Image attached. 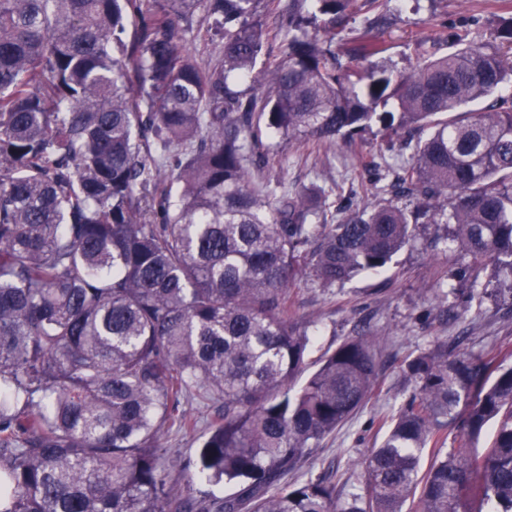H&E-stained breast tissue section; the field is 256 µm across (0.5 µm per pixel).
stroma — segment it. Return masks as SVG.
Listing matches in <instances>:
<instances>
[{
  "label": "stroma",
  "mask_w": 512,
  "mask_h": 512,
  "mask_svg": "<svg viewBox=\"0 0 512 512\" xmlns=\"http://www.w3.org/2000/svg\"><path fill=\"white\" fill-rule=\"evenodd\" d=\"M384 14L380 20L375 12L360 11L353 25L360 29L378 21L380 63L407 72L432 47L448 52L459 35L497 45L498 25L501 18L512 16V5L505 0H387ZM409 156L400 140L385 135L376 122L352 139L317 152L273 140L269 172L291 189L323 187L339 221L344 217L340 205L360 208L387 198L394 170ZM430 233L427 226L417 225L410 243L381 273H361L331 288L304 280L295 286L296 317L314 338L309 361L345 338L376 335L382 340V372L369 405L314 447L294 479H328L343 499L358 491L363 464L383 436L381 417L396 412L407 397L400 368L405 357L443 339L486 359L512 354V309L489 294L503 282L496 266L472 264L453 242L430 246ZM189 406L198 419L196 431L170 429L162 443L181 462L192 464L222 407L199 398Z\"/></svg>",
  "instance_id": "obj_1"
}]
</instances>
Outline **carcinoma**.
<instances>
[{
    "instance_id": "1",
    "label": "carcinoma",
    "mask_w": 512,
    "mask_h": 512,
    "mask_svg": "<svg viewBox=\"0 0 512 512\" xmlns=\"http://www.w3.org/2000/svg\"><path fill=\"white\" fill-rule=\"evenodd\" d=\"M354 3L0 0V512H512V365L446 340L404 361L362 492L287 480L380 372L351 337L297 384L300 277L377 272L415 224L512 272V57L460 38L395 71L369 27L336 44ZM375 120L432 129L382 203L330 224L323 190L254 179L265 130ZM195 392L224 401L198 455L222 497L169 479ZM457 421L488 448L447 447Z\"/></svg>"
}]
</instances>
